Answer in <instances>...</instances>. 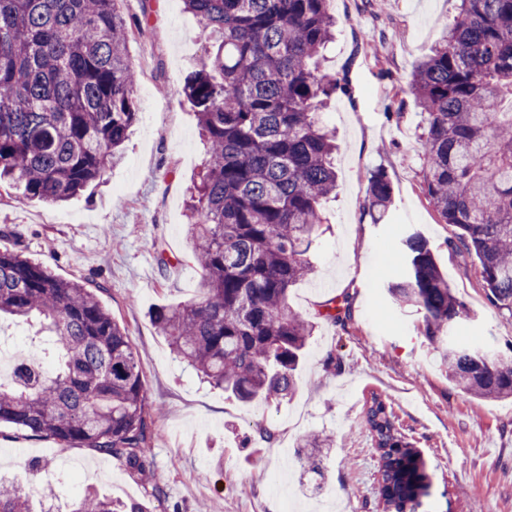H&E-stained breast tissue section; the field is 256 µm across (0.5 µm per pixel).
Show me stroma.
Instances as JSON below:
<instances>
[{"instance_id":"1","label":"stroma","mask_w":512,"mask_h":512,"mask_svg":"<svg viewBox=\"0 0 512 512\" xmlns=\"http://www.w3.org/2000/svg\"><path fill=\"white\" fill-rule=\"evenodd\" d=\"M460 0H335L336 39L328 69L348 85L322 114L336 131V196L330 228L313 246L314 275L289 302L314 318L321 302L346 293L352 320L316 327L287 398L245 404L176 361L156 332L159 305L198 293L187 238L189 188L206 158L182 86L188 64L209 47L182 0H119L132 29L127 51L139 73L138 120L123 162L62 205L19 199L0 188V247L83 280L125 327L155 408L147 459L165 494L132 477L116 458L0 427V475L61 478L53 501L31 492L34 512H64L87 487L144 512H382V461L365 422L371 396L391 403L398 430L421 451L432 479L427 512H512V400L465 395L448 379L417 328L412 309L392 302L388 283L405 266L401 240L420 231L469 307L462 340L512 347V317L486 299L473 257L449 250L455 227L442 223L422 191L420 118L409 94L416 66L453 21ZM383 169L394 203L381 223L364 210L368 177ZM170 258L160 266L159 256ZM274 438L264 441L260 429ZM330 436L322 479L305 473L298 443Z\"/></svg>"}]
</instances>
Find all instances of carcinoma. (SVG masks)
Here are the masks:
<instances>
[{
  "instance_id": "carcinoma-1",
  "label": "carcinoma",
  "mask_w": 512,
  "mask_h": 512,
  "mask_svg": "<svg viewBox=\"0 0 512 512\" xmlns=\"http://www.w3.org/2000/svg\"><path fill=\"white\" fill-rule=\"evenodd\" d=\"M117 0H0V184L24 199L64 202L120 158L138 112L137 72ZM334 0H184L213 41L183 93L208 142L189 193L199 297L153 313L174 357L238 401L292 395L315 326L290 290L313 273L310 251L336 195V137L321 111L341 79L324 66ZM424 192L457 229L448 248L477 260L490 305L512 316V0H461L460 13L414 70ZM384 170L368 178L376 222L393 203ZM406 270L387 292L415 308L419 329L464 394L512 398V354L452 341L472 310L430 242L403 240ZM38 319L54 368L0 383V424L94 448L154 482L143 370L128 334L93 289L0 248V315ZM318 316L341 328L346 294ZM366 421L381 452L384 512H417L429 495L423 459L374 396ZM0 512H32L26 488L0 482ZM70 512H143L87 492Z\"/></svg>"
}]
</instances>
